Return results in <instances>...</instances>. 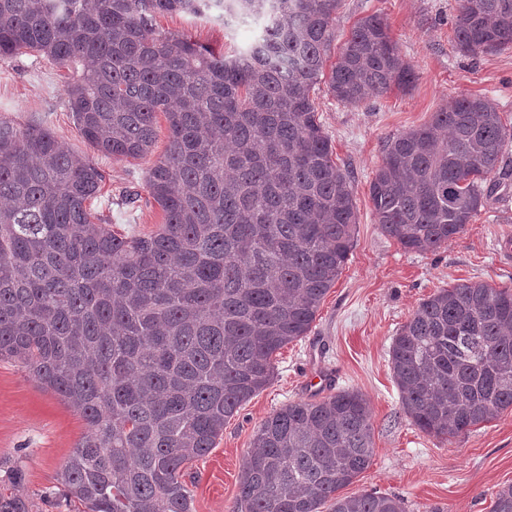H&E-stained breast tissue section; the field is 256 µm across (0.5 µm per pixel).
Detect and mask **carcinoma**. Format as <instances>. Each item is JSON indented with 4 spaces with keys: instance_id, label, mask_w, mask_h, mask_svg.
Listing matches in <instances>:
<instances>
[{
    "instance_id": "1",
    "label": "carcinoma",
    "mask_w": 512,
    "mask_h": 512,
    "mask_svg": "<svg viewBox=\"0 0 512 512\" xmlns=\"http://www.w3.org/2000/svg\"><path fill=\"white\" fill-rule=\"evenodd\" d=\"M342 0H0V60L36 53L76 76L80 136L115 159L168 144L146 189L163 222L121 235L87 207L103 180L40 122L0 118V358L20 362L86 432L59 480L85 512H192L185 481L224 422L309 332L353 247L348 172L311 96L343 104L415 78L384 21L356 22L331 58ZM219 11L262 22L232 58L157 33V17ZM457 48L512 47V0H459ZM512 142L497 104L462 97L387 138L370 183L382 233L435 252L477 214ZM401 406L450 440L512 409V289L463 282L425 299L393 338ZM354 390L290 401L257 428L232 512H406L340 491L372 463ZM491 512H512V485Z\"/></svg>"
}]
</instances>
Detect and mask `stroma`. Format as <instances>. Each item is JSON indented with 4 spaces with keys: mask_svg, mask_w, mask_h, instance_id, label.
<instances>
[{
    "mask_svg": "<svg viewBox=\"0 0 512 512\" xmlns=\"http://www.w3.org/2000/svg\"><path fill=\"white\" fill-rule=\"evenodd\" d=\"M457 0H342L336 40L344 42L362 17L377 14L411 64L417 79L359 106L344 105L316 88L319 120L332 159L352 180L358 224L349 259L324 297L310 332L276 354L275 376L224 425L205 457L188 469L193 512H231L244 459L260 423L291 400H319L341 389L362 392L370 403L374 456L370 467L343 488L403 498L406 512H490L496 492L512 485V410L469 435L450 441L420 432L404 413L389 366L393 336L418 305L438 289L463 281L512 289V262L500 243L512 236V144L488 186L484 207L436 252L404 251L385 236L369 197L382 163L384 141L421 126L461 96H485L512 132V48L477 57L460 53L453 25ZM157 29L190 38L231 56L255 36V25L225 28L216 13H169ZM67 72L36 54L0 62V118L36 119L68 149L102 171L92 203L119 234L148 233L161 222L145 177L167 143L159 122L153 155L118 161L98 152L76 131L67 104ZM82 416L42 388L17 361L0 360V512H81L57 476L79 443Z\"/></svg>",
    "mask_w": 512,
    "mask_h": 512,
    "instance_id": "1",
    "label": "stroma"
}]
</instances>
